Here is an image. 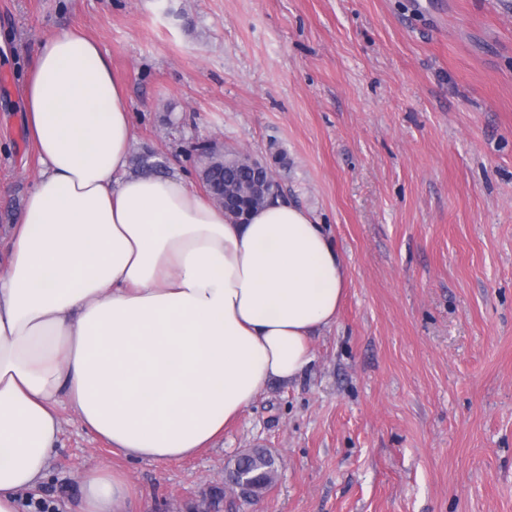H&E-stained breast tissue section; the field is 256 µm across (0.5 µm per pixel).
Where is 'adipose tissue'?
<instances>
[{
    "label": "adipose tissue",
    "instance_id": "adipose-tissue-1",
    "mask_svg": "<svg viewBox=\"0 0 512 512\" xmlns=\"http://www.w3.org/2000/svg\"><path fill=\"white\" fill-rule=\"evenodd\" d=\"M24 92L40 172L0 239V512L46 479L63 407L129 458L210 447L311 367L348 278L286 197L235 224L183 177L128 175L132 117L85 34H44ZM135 506L124 473L85 474L81 512Z\"/></svg>",
    "mask_w": 512,
    "mask_h": 512
}]
</instances>
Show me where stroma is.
I'll return each instance as SVG.
<instances>
[{
    "label": "stroma",
    "instance_id": "stroma-1",
    "mask_svg": "<svg viewBox=\"0 0 512 512\" xmlns=\"http://www.w3.org/2000/svg\"><path fill=\"white\" fill-rule=\"evenodd\" d=\"M112 63L150 152L202 190L197 146L267 162L348 269L316 360L195 457L116 453L61 409L49 512L123 471L139 512H512V0H0V237L38 163L23 82L48 31ZM250 448L277 461L225 503ZM276 472L273 455L264 448H252L240 454L233 465L227 466L226 481L241 479L246 474L250 481L242 495L245 500H255L273 483Z\"/></svg>",
    "mask_w": 512,
    "mask_h": 512
}]
</instances>
